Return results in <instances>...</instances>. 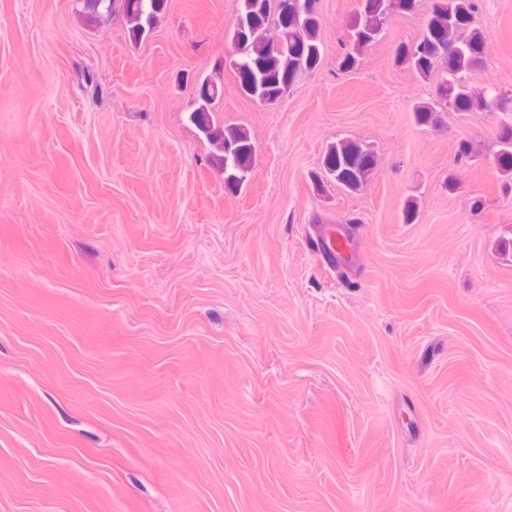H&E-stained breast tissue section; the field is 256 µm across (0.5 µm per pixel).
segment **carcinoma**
<instances>
[{
    "label": "carcinoma",
    "instance_id": "1",
    "mask_svg": "<svg viewBox=\"0 0 512 512\" xmlns=\"http://www.w3.org/2000/svg\"><path fill=\"white\" fill-rule=\"evenodd\" d=\"M417 0H358V7L347 21V43L339 61V69L351 70L358 63L362 50L379 40L390 16L411 12ZM82 9L105 18L119 6L130 36L139 40L150 25L158 21L166 0H78ZM317 0H240L238 15L247 25L232 29L231 44L240 47L232 59L238 73L241 91L273 103L293 84L301 70L312 71L322 60L320 30L322 18ZM478 9L477 0H435L425 33L411 43H401L395 60L411 66L416 73L429 77L438 65L444 67L443 81L436 86L435 99L414 106L418 124L434 126L442 112H480L494 109L496 100L504 108L512 106V97L495 93L487 96L475 91L469 76L481 64L485 54L482 33L472 26ZM277 16L269 26L271 16ZM464 45L465 52L456 50ZM221 72H214L215 82H201L194 89L197 100L189 120L207 140L223 152L224 184L237 188L248 179L252 169L254 144L249 133L241 128L215 127L205 105L219 92ZM499 172L512 180V125L502 128L495 153ZM324 171L337 185L350 192L362 190L376 167V155L367 143L340 139L323 157Z\"/></svg>",
    "mask_w": 512,
    "mask_h": 512
}]
</instances>
